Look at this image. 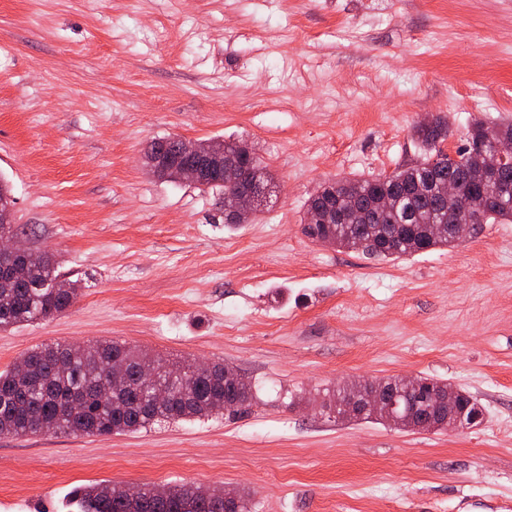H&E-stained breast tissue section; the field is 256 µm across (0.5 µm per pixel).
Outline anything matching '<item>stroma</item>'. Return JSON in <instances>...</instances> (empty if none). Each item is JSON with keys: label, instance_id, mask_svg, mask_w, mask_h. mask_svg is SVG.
<instances>
[{"label": "stroma", "instance_id": "stroma-1", "mask_svg": "<svg viewBox=\"0 0 512 512\" xmlns=\"http://www.w3.org/2000/svg\"><path fill=\"white\" fill-rule=\"evenodd\" d=\"M444 152L512 121V0H0V177L17 236L80 281L53 318L0 330V372L47 343L110 340L234 367L247 412L109 436H0V512L71 490L247 488L252 512H512V224L405 260L303 232L325 181ZM243 139L274 188L228 226L219 192L165 182L156 139ZM428 376L482 424L349 422L313 401Z\"/></svg>", "mask_w": 512, "mask_h": 512}]
</instances>
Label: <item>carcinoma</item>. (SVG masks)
<instances>
[{
	"mask_svg": "<svg viewBox=\"0 0 512 512\" xmlns=\"http://www.w3.org/2000/svg\"><path fill=\"white\" fill-rule=\"evenodd\" d=\"M485 125L473 122L465 143L452 157L440 147L448 138V122L442 117L417 127L415 139L420 157L410 166L388 175L344 178L309 198L306 215L315 223L305 226L313 241L329 237L335 246L352 249L366 242L363 253L397 259L447 246L454 238L433 232L444 221L439 207V187L448 176L459 181L462 196L477 207L479 224H511L512 198L482 205L483 170L477 142ZM159 147L168 165L152 168L160 179L178 182L182 164L177 144L163 140ZM226 156L241 157L252 166V177L263 189L273 177L243 139L225 141ZM80 292L79 283L64 280L45 252L28 250L0 260V330L46 320L71 307ZM24 369L0 372V436L22 437L36 433L109 435L136 431L162 421L237 414L246 410L250 392L244 378H234L223 364L202 367L189 360L173 361L122 343L56 344L36 347L22 358ZM157 372L170 388L168 399L155 403V388L139 380L140 370ZM419 401L399 419L383 411L349 407V398L362 390L352 382L325 395L323 406L346 420L375 419L404 430L448 429V408L435 397L449 383L420 378ZM82 512H251V492L242 488L229 498H206L191 484H171L160 490L153 485L129 487L100 481L72 491Z\"/></svg>",
	"mask_w": 512,
	"mask_h": 512,
	"instance_id": "carcinoma-1",
	"label": "carcinoma"
}]
</instances>
